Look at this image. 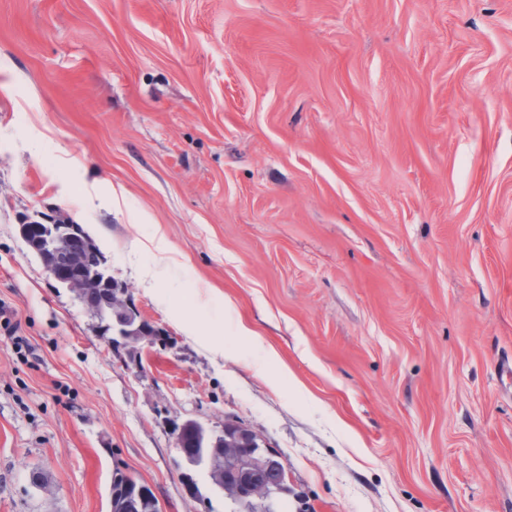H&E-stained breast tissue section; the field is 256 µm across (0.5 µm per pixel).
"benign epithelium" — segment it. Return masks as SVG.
Returning <instances> with one entry per match:
<instances>
[{
    "label": "benign epithelium",
    "instance_id": "benign-epithelium-1",
    "mask_svg": "<svg viewBox=\"0 0 512 512\" xmlns=\"http://www.w3.org/2000/svg\"><path fill=\"white\" fill-rule=\"evenodd\" d=\"M19 230L41 259L48 275L76 292L86 307L96 311L109 341L121 339L131 344H155L159 331L144 326L143 320L130 310L107 259L85 238L79 225L31 222L19 225ZM228 428L226 421L220 428L208 430L192 419L174 426L175 445L186 470L212 472L217 463L224 460V434ZM236 440L249 442L246 455L237 452L232 455L233 472L237 475L236 495L251 503L256 512H269L273 497L288 491L287 480H282L278 488L268 489L259 483V474L273 466L285 472L287 466L280 455L254 439L251 430L240 428ZM150 492L149 485L129 477L121 490L112 494V501L118 503L119 512H137Z\"/></svg>",
    "mask_w": 512,
    "mask_h": 512
}]
</instances>
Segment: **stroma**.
I'll return each mask as SVG.
<instances>
[{
    "label": "stroma",
    "instance_id": "stroma-1",
    "mask_svg": "<svg viewBox=\"0 0 512 512\" xmlns=\"http://www.w3.org/2000/svg\"><path fill=\"white\" fill-rule=\"evenodd\" d=\"M1 70L0 512H111L118 468L231 512L188 419L280 453L288 512H512V0H0ZM78 210L164 345L19 234ZM228 428L229 422L224 421L219 429L207 430L201 422L192 419L174 426L175 445L187 471L205 469L211 473L219 461L224 462V434Z\"/></svg>",
    "mask_w": 512,
    "mask_h": 512
}]
</instances>
